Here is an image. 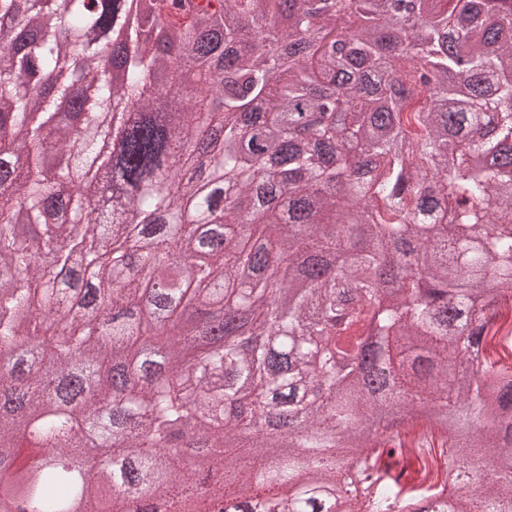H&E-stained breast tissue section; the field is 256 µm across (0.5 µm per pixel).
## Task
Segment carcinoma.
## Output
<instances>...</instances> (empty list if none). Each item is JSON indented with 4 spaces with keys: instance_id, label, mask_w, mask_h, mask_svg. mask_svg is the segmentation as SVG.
<instances>
[{
    "instance_id": "cac0c4a2",
    "label": "carcinoma",
    "mask_w": 512,
    "mask_h": 512,
    "mask_svg": "<svg viewBox=\"0 0 512 512\" xmlns=\"http://www.w3.org/2000/svg\"><path fill=\"white\" fill-rule=\"evenodd\" d=\"M160 0H0V512H142L133 487L170 512H213L224 481L279 493L263 512H336L294 494L318 463L366 450L355 512L446 510L448 449L479 480L455 512H512V0H202L171 22ZM168 113L159 126L153 113ZM112 137L116 149L103 151ZM112 175L81 183L89 163ZM340 253L334 271L295 270ZM177 322L224 305V342L183 356L153 330L152 300ZM377 337L380 402L356 385L361 339ZM167 349L170 376L102 378L70 407L73 362L101 372L137 344ZM473 350L460 381L448 351ZM435 401L429 419L363 438L383 408ZM308 421L292 444L235 463L232 433L265 409ZM101 455L84 481L17 464L14 449ZM227 470L180 478L172 427Z\"/></svg>"
}]
</instances>
